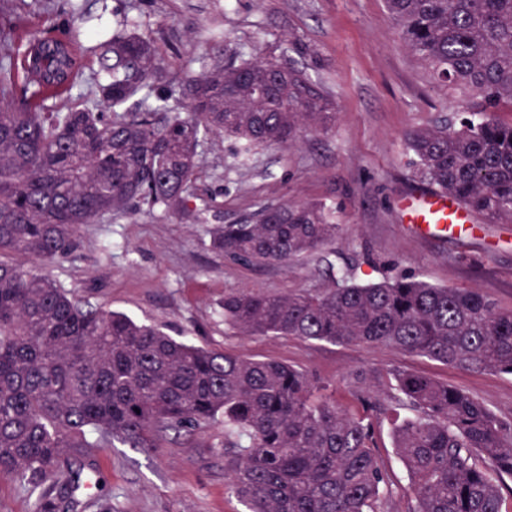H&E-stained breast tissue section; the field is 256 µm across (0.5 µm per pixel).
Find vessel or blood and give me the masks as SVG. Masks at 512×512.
<instances>
[{"label": "vessel or blood", "mask_w": 512, "mask_h": 512, "mask_svg": "<svg viewBox=\"0 0 512 512\" xmlns=\"http://www.w3.org/2000/svg\"><path fill=\"white\" fill-rule=\"evenodd\" d=\"M397 209L402 220L421 235L435 230L470 231L476 227L473 212L456 198L441 192L426 191L402 197Z\"/></svg>", "instance_id": "b4317fda"}]
</instances>
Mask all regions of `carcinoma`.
<instances>
[{
  "label": "carcinoma",
  "instance_id": "carcinoma-1",
  "mask_svg": "<svg viewBox=\"0 0 512 512\" xmlns=\"http://www.w3.org/2000/svg\"><path fill=\"white\" fill-rule=\"evenodd\" d=\"M407 50L470 116L409 131L416 177L486 224L512 223V0H386ZM48 0H0V478L63 512L70 458L116 443L158 448L171 431L224 418V470L249 512H380L390 474L375 424L411 482L408 512H504L490 473L512 476V426L432 378L352 375L357 412L287 364L179 342L94 307L41 267L80 247V228L161 210L205 221L191 203L209 136L249 151L329 132L333 102L284 57H217L174 72L157 32L119 25L94 54L107 79L82 89L84 13L42 31L23 16ZM66 95L69 105L56 100ZM340 225L319 202L266 205L218 224L210 246L244 266L289 268L325 256ZM224 325L243 336L385 346L470 372L512 375V310L412 273L322 288L224 294ZM388 388L384 398L371 393ZM412 412L400 417V410Z\"/></svg>",
  "mask_w": 512,
  "mask_h": 512
}]
</instances>
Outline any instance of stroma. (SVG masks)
<instances>
[{
  "mask_svg": "<svg viewBox=\"0 0 512 512\" xmlns=\"http://www.w3.org/2000/svg\"><path fill=\"white\" fill-rule=\"evenodd\" d=\"M94 18L103 37L129 17L161 29L174 47L173 69L199 72L216 50L287 55L336 105L328 133H308L290 147H261L239 157L223 138L198 148L202 177L195 202H223L224 223L259 207L322 202L341 224L328 261L307 257L291 268L246 267L210 247L206 224L174 222L162 211L87 224L80 248L48 264L59 286L94 305L161 328L169 336L246 358L280 361L307 374L337 402L352 400L358 370L416 372L482 401L512 423V375L475 374L387 347L330 344L289 336H241L224 326L220 303L230 290L287 293L319 288L327 265L359 284L413 272L433 285L469 288L512 309V224H484L474 236L421 237L405 224L397 200L425 191L404 151L412 129L455 117L456 107L430 85L404 48L385 0H54ZM379 453L391 475L384 512H407L409 474L387 424ZM101 488L79 489L73 512H248L224 478V422L168 434L160 447L115 444L90 455Z\"/></svg>",
  "mask_w": 512,
  "mask_h": 512,
  "instance_id": "1",
  "label": "stroma"
}]
</instances>
